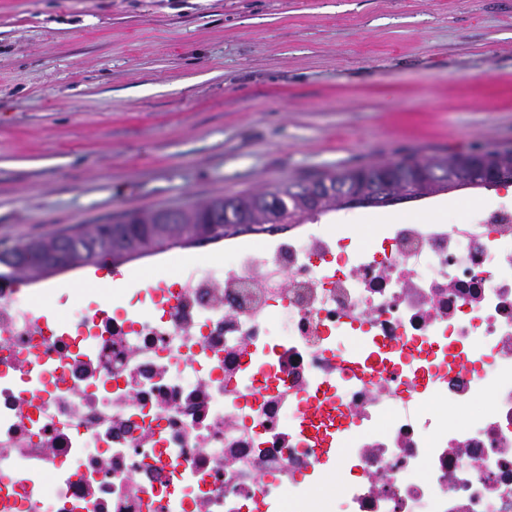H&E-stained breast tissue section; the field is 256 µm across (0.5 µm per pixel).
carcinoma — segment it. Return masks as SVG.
I'll use <instances>...</instances> for the list:
<instances>
[{
	"mask_svg": "<svg viewBox=\"0 0 512 512\" xmlns=\"http://www.w3.org/2000/svg\"><path fill=\"white\" fill-rule=\"evenodd\" d=\"M479 170L512 171V150L497 148L457 155H432L374 163L280 181L244 194L215 197L176 208L134 213L108 224H82L59 233L30 237L0 252V268L28 282L85 267L99 258L118 266L176 247H195L242 233L284 231L343 208V191L368 198L379 184L394 202L474 188Z\"/></svg>",
	"mask_w": 512,
	"mask_h": 512,
	"instance_id": "cac0c4a2",
	"label": "carcinoma"
}]
</instances>
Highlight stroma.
I'll list each match as a JSON object with an SVG mask.
<instances>
[{"label": "stroma", "mask_w": 512, "mask_h": 512, "mask_svg": "<svg viewBox=\"0 0 512 512\" xmlns=\"http://www.w3.org/2000/svg\"><path fill=\"white\" fill-rule=\"evenodd\" d=\"M512 150V0H0V250L340 168ZM503 187L308 222L362 243ZM210 243L113 267L142 286Z\"/></svg>", "instance_id": "obj_1"}]
</instances>
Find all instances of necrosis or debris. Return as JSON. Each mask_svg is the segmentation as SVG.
Listing matches in <instances>:
<instances>
[{"mask_svg": "<svg viewBox=\"0 0 512 512\" xmlns=\"http://www.w3.org/2000/svg\"><path fill=\"white\" fill-rule=\"evenodd\" d=\"M59 303L0 286V512H512L510 206Z\"/></svg>", "mask_w": 512, "mask_h": 512, "instance_id": "necrosis-or-debris-1", "label": "necrosis or debris"}]
</instances>
